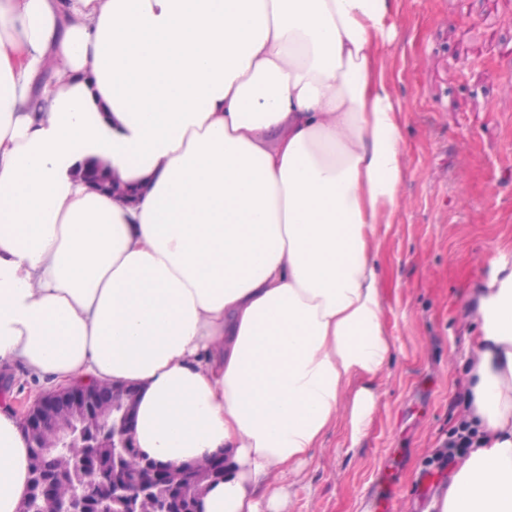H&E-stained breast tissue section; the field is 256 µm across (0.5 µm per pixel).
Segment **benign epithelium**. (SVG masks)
Listing matches in <instances>:
<instances>
[{"instance_id":"7a95c632","label":"benign epithelium","mask_w":512,"mask_h":512,"mask_svg":"<svg viewBox=\"0 0 512 512\" xmlns=\"http://www.w3.org/2000/svg\"><path fill=\"white\" fill-rule=\"evenodd\" d=\"M136 395L130 386L113 385L104 392L102 385L92 380H79L42 395L25 409L21 427L35 458L27 500L38 499L45 505L55 503L54 480L41 476L43 449L39 448L38 440L43 431L59 424L58 409L65 407L78 418L88 419L102 401L116 396L118 402L112 404V413L118 414L116 424L112 425V469H103L97 454L90 453L83 464L89 485L79 497L62 505L61 512H138L139 494L153 489L162 497L164 512H200L199 500L193 498L199 478L191 469H181L177 477L171 466L158 463L147 468L142 476L123 469V456L136 450L129 431Z\"/></svg>"}]
</instances>
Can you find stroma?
I'll use <instances>...</instances> for the list:
<instances>
[{
	"mask_svg": "<svg viewBox=\"0 0 512 512\" xmlns=\"http://www.w3.org/2000/svg\"><path fill=\"white\" fill-rule=\"evenodd\" d=\"M398 25L406 205L379 244L395 353L363 435L327 434L291 512H368L376 489L428 512L453 472L428 461L468 415L474 292L512 257V0H403Z\"/></svg>",
	"mask_w": 512,
	"mask_h": 512,
	"instance_id": "1",
	"label": "stroma"
}]
</instances>
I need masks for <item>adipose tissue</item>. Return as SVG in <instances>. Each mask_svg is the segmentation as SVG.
Listing matches in <instances>:
<instances>
[{"instance_id": "obj_1", "label": "adipose tissue", "mask_w": 512, "mask_h": 512, "mask_svg": "<svg viewBox=\"0 0 512 512\" xmlns=\"http://www.w3.org/2000/svg\"><path fill=\"white\" fill-rule=\"evenodd\" d=\"M401 8L0 0V367L134 385L142 455H223L203 512H288L326 433L359 440L380 399ZM476 297V446L434 512H512V266ZM29 485L0 408V512Z\"/></svg>"}]
</instances>
